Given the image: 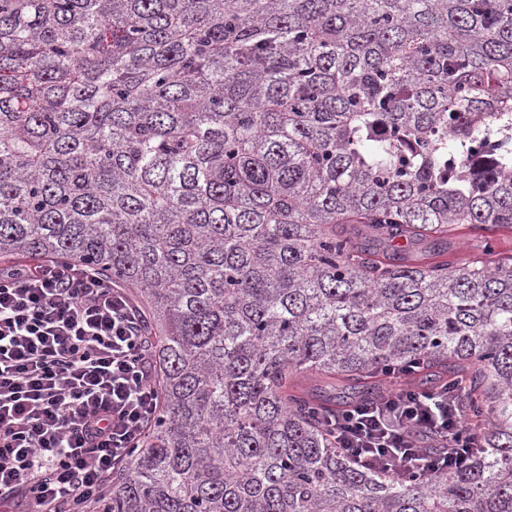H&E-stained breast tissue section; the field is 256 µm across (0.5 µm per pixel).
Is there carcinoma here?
<instances>
[{
  "label": "carcinoma",
  "instance_id": "1",
  "mask_svg": "<svg viewBox=\"0 0 512 512\" xmlns=\"http://www.w3.org/2000/svg\"><path fill=\"white\" fill-rule=\"evenodd\" d=\"M462 224L512 228V0H0V255L135 289L155 346L97 512H512V256L414 253ZM409 362L480 447L398 481L319 419Z\"/></svg>",
  "mask_w": 512,
  "mask_h": 512
}]
</instances>
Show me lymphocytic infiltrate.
<instances>
[{
  "instance_id": "obj_1",
  "label": "lymphocytic infiltrate",
  "mask_w": 512,
  "mask_h": 512,
  "mask_svg": "<svg viewBox=\"0 0 512 512\" xmlns=\"http://www.w3.org/2000/svg\"><path fill=\"white\" fill-rule=\"evenodd\" d=\"M461 392L395 382L326 430L354 464L396 479L458 468L478 443ZM161 405L143 314L125 289L64 258L0 264V501L90 512Z\"/></svg>"
}]
</instances>
